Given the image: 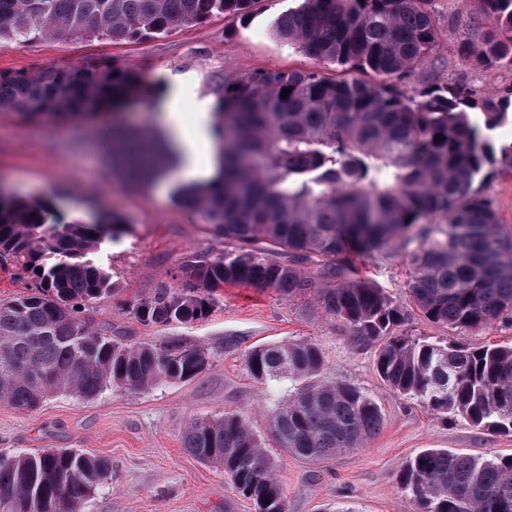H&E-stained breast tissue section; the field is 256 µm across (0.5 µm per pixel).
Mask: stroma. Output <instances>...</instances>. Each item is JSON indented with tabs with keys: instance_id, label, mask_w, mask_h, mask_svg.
Returning <instances> with one entry per match:
<instances>
[{
	"instance_id": "35a3bbf8",
	"label": "stroma",
	"mask_w": 512,
	"mask_h": 512,
	"mask_svg": "<svg viewBox=\"0 0 512 512\" xmlns=\"http://www.w3.org/2000/svg\"><path fill=\"white\" fill-rule=\"evenodd\" d=\"M298 6L299 0H256L248 13L215 14L138 41L74 35L0 48V71L114 62L133 68L155 87L152 100L79 120L0 112V179L22 198L50 201L55 220L63 224L113 213L125 220V233L106 240L95 256L111 273L116 290L91 310L94 325L111 326L113 335L135 341L197 344L210 354L209 364L193 380L138 395L112 388L92 401L59 394L34 410L0 404V453L80 448L111 459V483L96 489L82 512H253L251 502L232 491L223 469L200 462L185 449L182 435L192 417L228 411L243 415L258 437L270 439V416L291 383L285 378L256 382L245 354L254 346L299 338L320 344L328 377L377 400L383 423L364 447L332 460H302L273 448L288 512H412L397 476L402 464L423 449L512 455V434L481 430L460 418L443 419L389 391L377 372L374 350L353 348L343 324L323 316L313 296L291 298L274 288L228 284L221 302L193 323L144 326L129 314L130 303L157 286L180 287L186 257L221 254L224 239L175 205L170 187L126 184L112 167L108 131L163 130L174 91L186 127H193L199 113H215L224 80L245 74L299 69L345 79L342 68L316 61L275 35L277 19ZM430 8L440 46L428 62L400 78L399 86L411 91L464 79L495 94L512 85V69L476 68L452 55L450 47L467 25L468 0H432ZM410 251L400 237L382 250L347 257L359 277L406 312L399 334L473 347L512 344V324L502 319L467 332L427 321L407 294Z\"/></svg>"
}]
</instances>
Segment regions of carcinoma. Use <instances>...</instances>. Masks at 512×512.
<instances>
[{
    "label": "carcinoma",
    "instance_id": "obj_1",
    "mask_svg": "<svg viewBox=\"0 0 512 512\" xmlns=\"http://www.w3.org/2000/svg\"><path fill=\"white\" fill-rule=\"evenodd\" d=\"M252 2L0 0V47L71 35L140 40L215 12L246 13ZM431 2L303 0L278 19L279 39L380 81L280 69L225 80L213 127L216 173L178 185L174 198L223 235L226 249L187 257L181 287L156 288L132 311L144 325L197 321L228 283L290 297L313 293L353 347L376 348L377 371L394 394L511 434L512 346L396 335L405 312L344 259L349 250L378 251L408 233L417 242L408 293L428 321L468 331L512 318V232L494 201L474 189L497 161L512 167V146L497 150L486 135L512 118V86L493 95L460 80L409 93L388 82L436 52ZM471 7L454 53L478 68H512V0H472ZM151 96L139 74L114 63L0 72V112L30 119L80 118ZM112 151L131 178L146 183L168 175L177 160L148 131L112 130ZM49 214V202L0 186V269L37 281L29 294L0 299V403L28 410L57 393L92 400L112 386L135 394L199 375L209 363L206 349L125 341L84 316L115 291L112 275L90 255L125 231L124 219L60 225ZM245 365L260 384L293 382L270 429L276 447L295 457L332 458L361 447L382 425L375 398L326 378L316 342L255 347ZM183 443L198 460L220 465L254 512H288L277 462L242 415L195 417ZM111 480L109 459L79 449L0 454V512H82ZM397 484L414 512H512V457L426 448L405 461Z\"/></svg>",
    "mask_w": 512,
    "mask_h": 512
}]
</instances>
